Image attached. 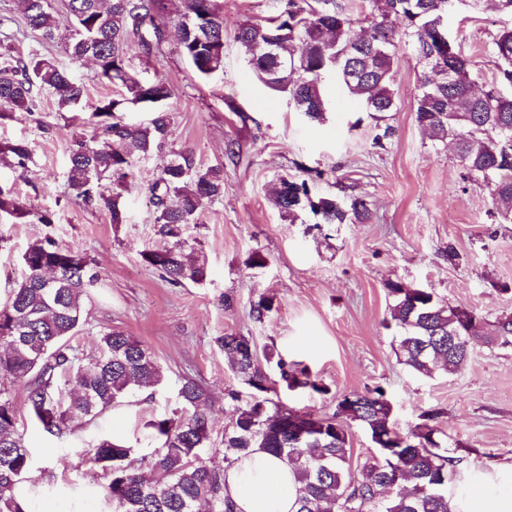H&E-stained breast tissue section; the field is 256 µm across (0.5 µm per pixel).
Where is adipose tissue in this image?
Here are the masks:
<instances>
[{
  "mask_svg": "<svg viewBox=\"0 0 512 512\" xmlns=\"http://www.w3.org/2000/svg\"><path fill=\"white\" fill-rule=\"evenodd\" d=\"M224 494L236 512H296L297 483L279 457L257 448L224 467ZM451 512H512V467L495 478L479 472L454 492Z\"/></svg>",
  "mask_w": 512,
  "mask_h": 512,
  "instance_id": "ef3b65f1",
  "label": "adipose tissue"
}]
</instances>
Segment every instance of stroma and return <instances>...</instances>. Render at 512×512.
Instances as JSON below:
<instances>
[{"mask_svg":"<svg viewBox=\"0 0 512 512\" xmlns=\"http://www.w3.org/2000/svg\"><path fill=\"white\" fill-rule=\"evenodd\" d=\"M224 68L202 77L177 51L176 28L167 30V53L145 61L129 44L130 63L142 76H161L174 88L168 148L137 165L123 190L126 221L66 196L68 151L74 138L90 136L87 110L59 113L43 94L34 114L0 118L1 140H25L27 169L0 165V184L29 207L51 213L49 224H0V297L21 279L28 244L49 238L59 248L85 252L100 277L85 300L86 322L72 340L83 359L97 353L102 330L114 328L146 344L165 378L60 441L27 428L32 456L27 474L28 512H110L99 493L103 479L77 451L118 436L127 445L144 439L143 423L174 405L184 378L203 382L214 406V435L231 419L224 395L237 387L216 338L252 337L286 358L309 366L330 392L318 395L274 385L269 396L284 405L333 414L340 397L379 387L393 405L395 428L409 434L425 412L448 437L464 471L490 475L512 465V349L474 343L455 373H412L397 355L395 327L386 323V285L401 281L433 289L446 304L492 321L512 314V224L491 223L488 188L461 177L450 144L434 140L415 120V99L425 71L414 50L400 45L388 122L395 134L375 145V122L338 82L328 81L323 123L308 122L287 100L263 86L236 40L246 22L264 24L285 0H223ZM512 18L492 4L475 11L458 5L448 20L451 35L474 63L477 85L491 83L497 68L492 37ZM188 148L204 165H223L224 197L206 206L186 239L205 260L210 276L200 285H172L140 256L159 247L147 186L171 151ZM319 169V191L357 196L370 204L365 224H317L312 214L284 220L272 199L279 177ZM260 253L263 267L247 263ZM272 296L275 308L256 320L250 302ZM232 308H225V298Z\"/></svg>","mask_w":512,"mask_h":512,"instance_id":"obj_1","label":"stroma"}]
</instances>
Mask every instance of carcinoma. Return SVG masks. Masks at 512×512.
<instances>
[{
  "instance_id": "obj_1",
  "label": "carcinoma",
  "mask_w": 512,
  "mask_h": 512,
  "mask_svg": "<svg viewBox=\"0 0 512 512\" xmlns=\"http://www.w3.org/2000/svg\"><path fill=\"white\" fill-rule=\"evenodd\" d=\"M457 0H372L368 28L340 13L315 9L310 0H286L269 24L247 23L236 40L248 54L258 80L283 93L295 111L310 121L324 120L328 103L325 84L335 79L371 114L378 133L375 144L392 138L386 114L396 110V49L402 37L412 39L425 62L416 97L417 124L438 141L456 144L468 180L490 190L489 213L498 224H512V28L493 36L498 83L474 91L471 60L448 40L442 16ZM26 29L45 41L59 29L68 31L64 52L73 64L92 59L100 76L121 92L91 106L94 131L69 149L67 195L77 203L106 210L113 224L124 223L118 188L135 174L139 159L161 149L172 135L169 106L174 89L163 78L148 80L132 69L126 46L135 40L144 56L163 55L167 20L176 15L178 45L184 58L203 75L224 69V21L220 0H65L57 14L50 0H17ZM403 30H398V25ZM274 38L288 45L271 57L250 53V47ZM448 67L452 80L432 73ZM60 112H73L87 91L68 68L14 45L0 30V104L12 112L32 113L43 92ZM135 107L150 111L147 122L134 124L125 114ZM25 167L31 158L27 143H0V159ZM155 235L165 245L141 252L143 260L173 284H202L205 262L185 249L184 234L201 211L224 197V167H204L188 149L171 158L149 184ZM276 206L293 223L304 210L322 224L365 223L367 203L358 197L311 192L308 180L283 177L275 185ZM53 223L52 215L29 208L14 191L0 186V224ZM24 275L0 302V512H26L22 482L31 466L22 430L35 422L50 436L75 435L76 423L91 421L119 405L136 388L163 380V368L149 347L116 329L100 333L98 355L83 363L70 344L84 324L87 288L99 280L88 257L57 247L46 239L31 243L22 255ZM389 322L399 329L396 353L413 372L429 377L438 366L458 371L469 359L471 343L491 348L512 346V316L492 322L475 313L463 319L460 308L443 303L427 288L391 281L387 284ZM273 298L251 301L256 320L273 310ZM229 366L246 392L230 390V423L222 447L247 454L262 448L286 460L299 483L297 512H450L448 487L460 480L461 459L449 455L447 441L424 414V423L404 437L394 432L392 404L380 388L343 395L331 415L295 410L268 397L270 371L289 391L326 394L327 386L307 367L269 353L260 357L249 336L226 333L217 338ZM25 410H20L16 392ZM177 407L169 416L146 423L148 448L139 450L111 437L82 449L101 471L112 512H234L224 498L223 457L207 463L214 451L209 416L211 401L193 378L177 390ZM364 429L375 451L355 474L350 469L347 430L336 418Z\"/></svg>"
}]
</instances>
